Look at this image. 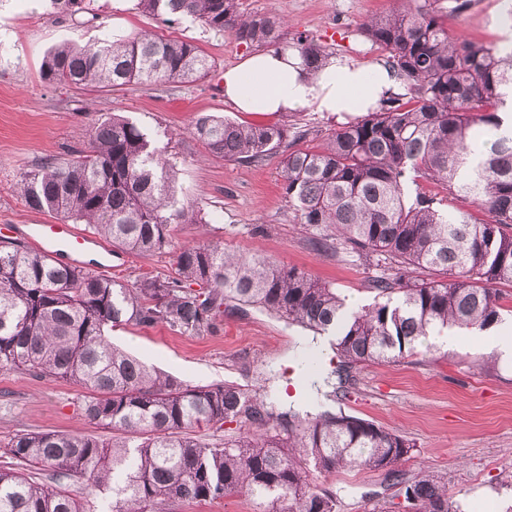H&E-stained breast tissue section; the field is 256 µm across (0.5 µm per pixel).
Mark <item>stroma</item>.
I'll return each instance as SVG.
<instances>
[{"instance_id":"obj_1","label":"stroma","mask_w":512,"mask_h":512,"mask_svg":"<svg viewBox=\"0 0 512 512\" xmlns=\"http://www.w3.org/2000/svg\"><path fill=\"white\" fill-rule=\"evenodd\" d=\"M113 0H88L75 16L49 14L37 0H0V238L23 239L28 224L54 222L53 214L29 208L15 191L20 173L49 155L63 156L87 145L93 124L117 113L145 132L173 135L168 153L176 165V197L204 208L208 226L172 223L169 245L151 255L113 256L112 277L170 273L176 251L209 237L225 249L262 254L332 284L351 307L372 304L368 279L375 270L354 253L318 252L294 219L282 189L277 158L259 164L209 155L190 132L200 114L238 123H264L261 115L235 111L224 101L220 77L251 48L229 34L205 31L181 18L166 22L135 6L116 9ZM245 13L272 12L284 19L282 41L314 38L333 58L383 61L364 37L371 15L398 7L399 0H238ZM501 0H475L464 16L449 20L450 37L500 43ZM150 33L193 42L211 63L207 76L190 83L121 88L50 84L42 77L46 54L65 43L81 46L114 35ZM307 130L306 139L286 140L282 152L321 147L336 120L302 110L283 119ZM108 339L140 361L188 385L238 383L276 411L324 407L369 420L413 442L400 475L420 467L448 482L465 512H512V360L480 340L464 336L447 352H421L398 363L350 369L346 379L316 392L304 382L306 359L320 373L337 369L335 349L316 350L313 335L257 309L228 311L217 328L200 336L165 325L127 324ZM85 389L0 369V463L15 435L30 432L102 434L81 414ZM394 477L383 471L323 476L339 500V512H402Z\"/></svg>"}]
</instances>
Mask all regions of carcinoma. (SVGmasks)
<instances>
[{"label": "carcinoma", "mask_w": 512, "mask_h": 512, "mask_svg": "<svg viewBox=\"0 0 512 512\" xmlns=\"http://www.w3.org/2000/svg\"><path fill=\"white\" fill-rule=\"evenodd\" d=\"M73 15L83 0H43ZM474 0H407L373 15L365 37L406 93L380 100L332 129L325 145L283 156L280 176L297 224L318 250H347L381 268L374 303L350 309L336 289L259 254H236L209 239L174 256L172 272L132 281L104 278L47 254L0 241V369L71 381L87 390L85 418L112 438L23 433L0 466V512H87L64 488L83 479L110 498L106 512H173L183 502L248 497L254 512H338L336 492L316 482L341 471L397 467L413 444L367 420L324 410L261 411L233 383L187 385L112 346L105 330L133 322L211 333L224 309L272 314L314 335L336 333L342 369L396 363L448 329L486 331L502 322L495 286L512 283V128L500 109L512 98V47L448 35V19ZM143 12L186 16L247 45L290 49L317 72L323 45L300 35L281 42L283 21L245 14L237 0H139ZM210 66L191 42L144 34L79 47L44 62L56 84L112 87L189 83ZM190 132L211 155L261 163L288 138L280 125H243L201 114ZM486 150L471 162L475 142ZM168 145L122 116L93 125L90 144L20 173L28 207L92 225L128 253L163 250L169 225L203 224L178 205ZM250 428L214 442L201 423ZM48 468L49 480L28 477ZM409 512H461L448 484L426 473L399 481Z\"/></svg>", "instance_id": "1"}]
</instances>
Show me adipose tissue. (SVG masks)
I'll list each match as a JSON object with an SVG mask.
<instances>
[{
    "label": "adipose tissue",
    "mask_w": 512,
    "mask_h": 512,
    "mask_svg": "<svg viewBox=\"0 0 512 512\" xmlns=\"http://www.w3.org/2000/svg\"><path fill=\"white\" fill-rule=\"evenodd\" d=\"M225 103L236 111L284 116L307 109L339 118L363 112L394 93L397 82L379 64L326 60L315 74L290 51L273 48L249 54L224 71Z\"/></svg>",
    "instance_id": "adipose-tissue-1"
}]
</instances>
